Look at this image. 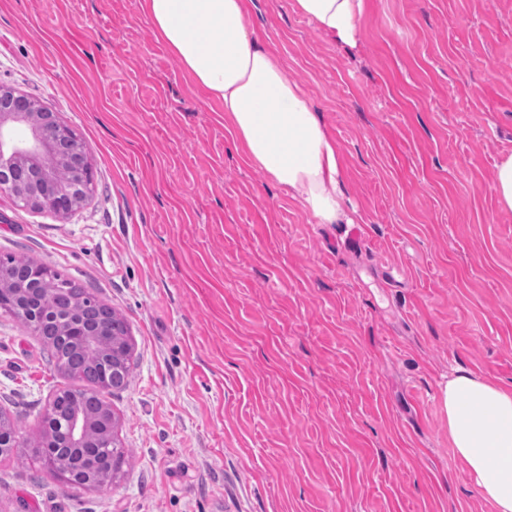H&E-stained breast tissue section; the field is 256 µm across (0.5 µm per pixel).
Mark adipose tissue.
Masks as SVG:
<instances>
[{"mask_svg": "<svg viewBox=\"0 0 512 512\" xmlns=\"http://www.w3.org/2000/svg\"><path fill=\"white\" fill-rule=\"evenodd\" d=\"M292 9L353 47L365 0H293ZM142 11L193 84L224 105L249 163L288 188L321 224L346 222L337 142L302 88L246 22L245 0H142ZM448 441L495 512H512V388L458 369L439 388Z\"/></svg>", "mask_w": 512, "mask_h": 512, "instance_id": "1", "label": "adipose tissue"}]
</instances>
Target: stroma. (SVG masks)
<instances>
[{"label": "stroma", "instance_id": "obj_1", "mask_svg": "<svg viewBox=\"0 0 512 512\" xmlns=\"http://www.w3.org/2000/svg\"><path fill=\"white\" fill-rule=\"evenodd\" d=\"M247 21L342 152L346 224L252 166L140 0H0V85L58 112L93 191L68 218L0 193V256L123 315L130 452L72 489L0 455V512H493L448 445L439 385L512 386V0H366L339 46L291 0ZM70 378L0 311V412L38 439ZM493 190L500 210L512 212V154L497 163Z\"/></svg>", "mask_w": 512, "mask_h": 512}]
</instances>
